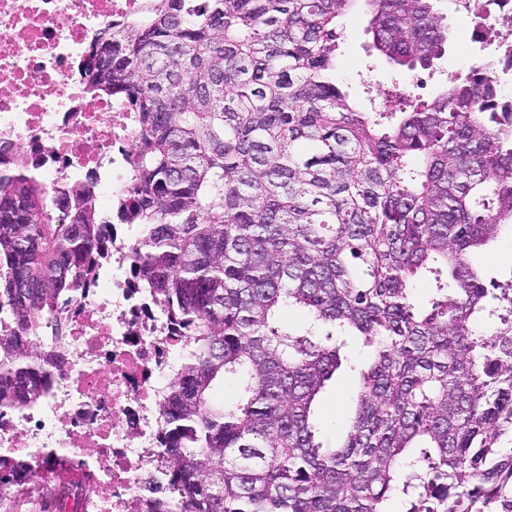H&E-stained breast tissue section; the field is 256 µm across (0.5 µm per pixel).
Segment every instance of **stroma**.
I'll use <instances>...</instances> for the list:
<instances>
[{
	"label": "stroma",
	"mask_w": 512,
	"mask_h": 512,
	"mask_svg": "<svg viewBox=\"0 0 512 512\" xmlns=\"http://www.w3.org/2000/svg\"><path fill=\"white\" fill-rule=\"evenodd\" d=\"M437 9L445 17L449 42L444 57L429 69L410 71L388 63L370 48L367 15L359 12L346 20L339 40L336 73L361 109L382 111L387 98L398 92L432 98L447 84L449 74L467 70L484 57L482 45L474 40L471 18L454 13L448 0H439ZM472 260L484 267L489 279L501 283L512 279V233L504 232L491 250L475 253ZM357 388V374L343 368L320 394L314 419L321 441H335L347 426Z\"/></svg>",
	"instance_id": "stroma-1"
}]
</instances>
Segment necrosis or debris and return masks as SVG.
<instances>
[{
    "label": "necrosis or debris",
    "mask_w": 512,
    "mask_h": 512,
    "mask_svg": "<svg viewBox=\"0 0 512 512\" xmlns=\"http://www.w3.org/2000/svg\"><path fill=\"white\" fill-rule=\"evenodd\" d=\"M147 0H0V140L54 191L96 180L108 207L127 188L140 141L136 113L85 96L80 67L95 32ZM128 225L112 227L108 259L86 294L62 308L66 339L50 346L44 397L0 406V490L35 483L52 512H147L161 476L159 403L186 340L130 275ZM79 477L57 485L60 467Z\"/></svg>",
    "instance_id": "4bbe7bcc"
}]
</instances>
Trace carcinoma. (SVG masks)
Here are the masks:
<instances>
[{
    "label": "carcinoma",
    "instance_id": "obj_1",
    "mask_svg": "<svg viewBox=\"0 0 512 512\" xmlns=\"http://www.w3.org/2000/svg\"><path fill=\"white\" fill-rule=\"evenodd\" d=\"M434 2L150 0L90 43L86 93L141 127L116 206L131 274L188 339L156 512H512V282L491 291L471 261L512 229V99L485 62L386 112L335 75L360 7L380 56L431 67L448 46ZM95 186L0 174L1 404L47 391L40 339H62L58 309L110 239ZM347 366L354 413L325 445L313 404ZM228 378L231 404L214 398Z\"/></svg>",
    "mask_w": 512,
    "mask_h": 512
}]
</instances>
